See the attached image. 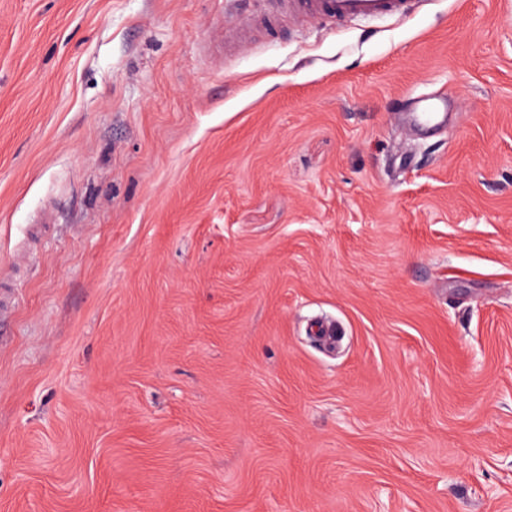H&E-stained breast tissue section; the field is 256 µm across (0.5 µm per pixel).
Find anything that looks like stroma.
Returning <instances> with one entry per match:
<instances>
[{
    "instance_id": "35a3bbf8",
    "label": "stroma",
    "mask_w": 512,
    "mask_h": 512,
    "mask_svg": "<svg viewBox=\"0 0 512 512\" xmlns=\"http://www.w3.org/2000/svg\"><path fill=\"white\" fill-rule=\"evenodd\" d=\"M272 11L0 0V512H512V0ZM277 12L342 23L353 19L401 18L411 9V0H272ZM447 102L440 98H424L416 103V122L421 126H436L443 122L441 112H446Z\"/></svg>"
}]
</instances>
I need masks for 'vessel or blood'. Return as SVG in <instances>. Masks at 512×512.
<instances>
[{"instance_id":"1","label":"vessel or blood","mask_w":512,"mask_h":512,"mask_svg":"<svg viewBox=\"0 0 512 512\" xmlns=\"http://www.w3.org/2000/svg\"><path fill=\"white\" fill-rule=\"evenodd\" d=\"M278 12L288 15L328 19L337 23L353 19L406 16L412 0H274ZM447 102L440 98H424L416 103V121L422 126H436L442 121Z\"/></svg>"}]
</instances>
